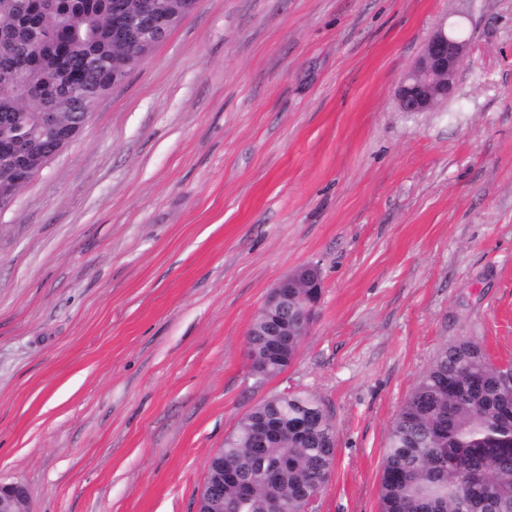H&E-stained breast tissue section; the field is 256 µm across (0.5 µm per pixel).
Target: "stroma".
I'll return each mask as SVG.
<instances>
[{
	"label": "stroma",
	"mask_w": 512,
	"mask_h": 512,
	"mask_svg": "<svg viewBox=\"0 0 512 512\" xmlns=\"http://www.w3.org/2000/svg\"><path fill=\"white\" fill-rule=\"evenodd\" d=\"M448 102L394 91L437 27ZM322 297L252 376L272 287ZM512 364V0H198L0 214V482L31 512H194L255 405L336 426L315 512H378L388 427L439 349ZM322 294V281L318 268L315 265H305L288 276L281 279L271 290L264 305L258 311L255 318L269 321L272 317L288 309V318L279 319L276 325V334L270 333L265 324L255 321L247 335V355L250 365L264 373L260 380L273 379L283 372L297 358L305 336L298 335L295 330L289 336L291 330L298 325L308 330L312 324L316 307ZM291 303L295 309H292ZM308 309V310H302Z\"/></svg>",
	"instance_id": "1"
}]
</instances>
